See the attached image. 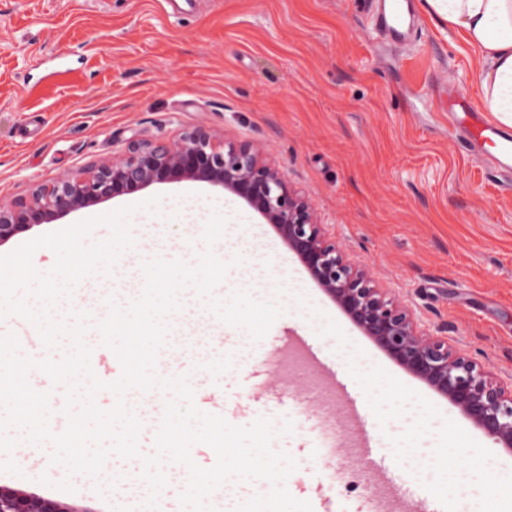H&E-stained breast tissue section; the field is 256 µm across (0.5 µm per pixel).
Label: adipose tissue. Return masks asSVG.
I'll use <instances>...</instances> for the list:
<instances>
[{"label": "adipose tissue", "mask_w": 512, "mask_h": 512, "mask_svg": "<svg viewBox=\"0 0 512 512\" xmlns=\"http://www.w3.org/2000/svg\"><path fill=\"white\" fill-rule=\"evenodd\" d=\"M422 6L476 50L473 80L482 106L512 128V0H422Z\"/></svg>", "instance_id": "ef3b65f1"}]
</instances>
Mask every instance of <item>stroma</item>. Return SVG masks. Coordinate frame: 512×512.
<instances>
[{"label":"stroma","mask_w":512,"mask_h":512,"mask_svg":"<svg viewBox=\"0 0 512 512\" xmlns=\"http://www.w3.org/2000/svg\"><path fill=\"white\" fill-rule=\"evenodd\" d=\"M373 2L0 0V199L110 158L135 132L175 139L203 127L260 144L349 259L428 332L512 380V172L468 156L447 118L449 85L479 94L478 54L423 11L411 44L377 37ZM154 197L156 209H145ZM126 206L130 223L158 226L143 247L165 257L189 262L204 251L198 227L218 211L229 231L250 225L287 264L290 276L250 291L285 308L264 339L229 326L213 352L228 371L196 367L185 346L171 368L231 425L292 421L273 447L297 461L285 486L312 512H380L381 487L361 464L363 448L335 430L341 403L306 356L276 359L291 332L355 390L399 488L437 512H471L478 493L512 484V455L362 335L274 227L222 188L155 183L36 225L0 255ZM413 441L430 456L408 459ZM52 452L23 440L0 452V484L107 512L112 496L97 486L125 463L75 475L67 492L55 486L65 470ZM475 464L483 490L435 487L434 472Z\"/></svg>","instance_id":"1"}]
</instances>
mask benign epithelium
I'll return each mask as SVG.
<instances>
[{"label": "benign epithelium", "mask_w": 512, "mask_h": 512, "mask_svg": "<svg viewBox=\"0 0 512 512\" xmlns=\"http://www.w3.org/2000/svg\"><path fill=\"white\" fill-rule=\"evenodd\" d=\"M205 182L229 191L278 228L312 278L350 321L389 358L451 402L512 455V382L502 381L446 336L424 331L408 307L368 270L350 262L318 222L313 207L270 162L261 146L231 142L205 129L177 139L133 134L126 149L97 164L36 184L25 197L0 202V245L51 218L154 183ZM0 512H96L89 506L0 485Z\"/></svg>", "instance_id": "obj_1"}]
</instances>
